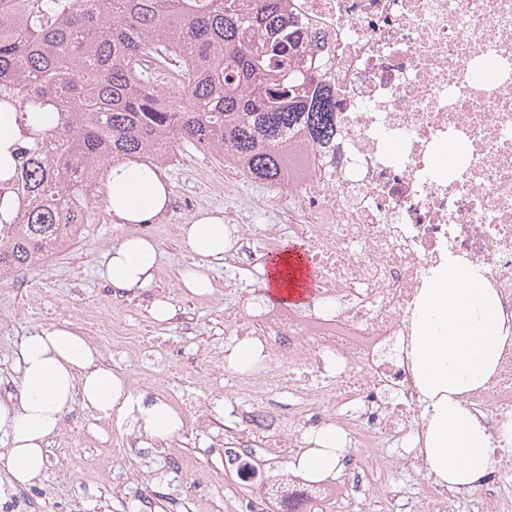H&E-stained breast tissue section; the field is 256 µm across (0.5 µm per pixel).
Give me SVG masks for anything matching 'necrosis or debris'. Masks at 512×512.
<instances>
[{"instance_id": "1", "label": "necrosis or debris", "mask_w": 512, "mask_h": 512, "mask_svg": "<svg viewBox=\"0 0 512 512\" xmlns=\"http://www.w3.org/2000/svg\"><path fill=\"white\" fill-rule=\"evenodd\" d=\"M308 32L335 63L336 140L303 153L288 179L287 225L252 231L240 224L224 250L226 266L256 270L282 232L301 237L318 290L305 304L240 302L245 321L224 327V343L261 348L258 363L232 375L235 394L210 392L247 436L224 437V468L303 447V431L332 424L368 469L383 472V452L402 448L419 471L416 447L425 403L409 352L424 288L452 263L478 266L512 319V0H293ZM452 159H445V152ZM137 387L158 390L148 337L120 318H97ZM292 403L280 410L278 394ZM460 401L483 425L496 461L479 492L482 512H512L501 475L512 445L501 438L512 418V332L497 364ZM303 491L307 512L345 496L351 512H451L447 489L419 498L336 485Z\"/></svg>"}]
</instances>
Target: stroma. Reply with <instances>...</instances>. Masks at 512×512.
Returning <instances> with one entry per match:
<instances>
[{
    "instance_id": "1",
    "label": "stroma",
    "mask_w": 512,
    "mask_h": 512,
    "mask_svg": "<svg viewBox=\"0 0 512 512\" xmlns=\"http://www.w3.org/2000/svg\"><path fill=\"white\" fill-rule=\"evenodd\" d=\"M161 174L170 193L149 233L160 252L150 287L121 291L98 273L106 251L129 232L107 210L101 185L91 195V221L83 225L74 246L59 250L43 265L0 279V397L17 390L22 339L64 320L87 337L103 364L124 368V358L113 352L111 341L82 323L87 313L109 317L117 312L145 327L161 352L178 365L165 379L172 390L222 376L224 361L218 352L224 347V314L241 296L260 290L262 275L213 263L208 268L210 294L195 296L181 288L180 274L190 256L181 236L169 234L167 227L192 223L203 210L223 212L224 183L230 173L216 156L186 145L177 149ZM287 210V190L241 179V223L258 228ZM158 299L173 306L170 321L152 319L150 307ZM31 303L38 315L16 319V309ZM224 424L223 413L216 410L208 428L185 423L175 444L136 437L116 461L110 447L112 423L84 419L81 405H74L49 443L42 480L0 500V512H237L242 487L235 475L224 471L219 447ZM386 453L393 466L381 477L383 488L403 499L420 497L426 485L408 472L401 449L390 446Z\"/></svg>"
}]
</instances>
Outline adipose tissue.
<instances>
[{"label": "adipose tissue", "instance_id": "adipose-tissue-1", "mask_svg": "<svg viewBox=\"0 0 512 512\" xmlns=\"http://www.w3.org/2000/svg\"><path fill=\"white\" fill-rule=\"evenodd\" d=\"M168 193L159 174L134 161L111 167L106 206L120 223L141 224L163 211ZM228 228L208 210L183 225L181 236L195 258L181 275V286L196 295L212 291L203 262L222 260ZM149 238L128 234L107 251L102 277L114 288L149 287L159 265ZM303 270L298 247H284L262 270L263 288L295 287ZM506 317L479 268L451 266L435 276L421 300L411 356L424 396V459L437 483L451 490L477 486L492 468L490 441L481 424L460 403L468 386L494 369ZM17 393L0 398V498L39 482L46 469V447L75 402L94 408L147 440L178 434L184 421L162 398L134 392L124 375L100 362L98 351L68 322L39 330L21 343ZM307 449L288 466L310 479L333 475L346 453L335 427L310 432Z\"/></svg>", "mask_w": 512, "mask_h": 512}]
</instances>
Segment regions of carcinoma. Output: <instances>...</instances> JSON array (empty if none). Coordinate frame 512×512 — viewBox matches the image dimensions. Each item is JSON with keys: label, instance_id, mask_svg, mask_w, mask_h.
I'll return each mask as SVG.
<instances>
[{"label": "carcinoma", "instance_id": "carcinoma-1", "mask_svg": "<svg viewBox=\"0 0 512 512\" xmlns=\"http://www.w3.org/2000/svg\"><path fill=\"white\" fill-rule=\"evenodd\" d=\"M332 64L291 0H0V113L54 151L25 172L0 244V276L28 269L90 221L99 174L126 160L159 171L184 143L282 186L289 141L336 138Z\"/></svg>", "mask_w": 512, "mask_h": 512}]
</instances>
